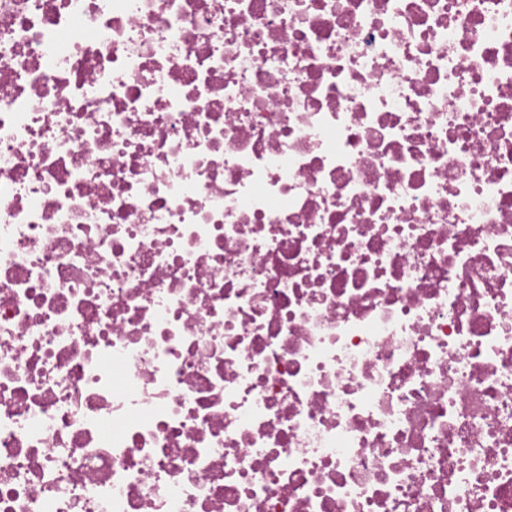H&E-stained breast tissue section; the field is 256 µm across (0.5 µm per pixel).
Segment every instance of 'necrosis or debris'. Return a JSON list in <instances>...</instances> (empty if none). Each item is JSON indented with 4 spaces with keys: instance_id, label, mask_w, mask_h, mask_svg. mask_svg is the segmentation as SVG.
<instances>
[{
    "instance_id": "1",
    "label": "necrosis or debris",
    "mask_w": 512,
    "mask_h": 512,
    "mask_svg": "<svg viewBox=\"0 0 512 512\" xmlns=\"http://www.w3.org/2000/svg\"><path fill=\"white\" fill-rule=\"evenodd\" d=\"M0 512H512V0H0Z\"/></svg>"
}]
</instances>
